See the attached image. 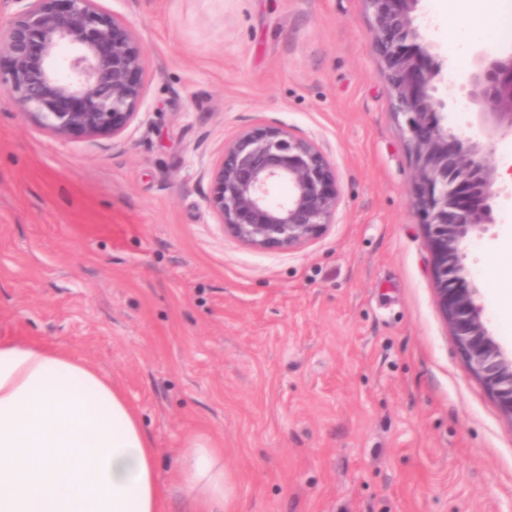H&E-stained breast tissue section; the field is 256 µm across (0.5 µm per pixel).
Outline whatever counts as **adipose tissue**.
Instances as JSON below:
<instances>
[{
	"mask_svg": "<svg viewBox=\"0 0 512 512\" xmlns=\"http://www.w3.org/2000/svg\"><path fill=\"white\" fill-rule=\"evenodd\" d=\"M156 467L139 418L94 365L0 342V512H162ZM178 483L195 512H224L221 449L191 439Z\"/></svg>",
	"mask_w": 512,
	"mask_h": 512,
	"instance_id": "ef3b65f1",
	"label": "adipose tissue"
}]
</instances>
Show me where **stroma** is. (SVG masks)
<instances>
[{
	"instance_id": "obj_1",
	"label": "stroma",
	"mask_w": 512,
	"mask_h": 512,
	"mask_svg": "<svg viewBox=\"0 0 512 512\" xmlns=\"http://www.w3.org/2000/svg\"><path fill=\"white\" fill-rule=\"evenodd\" d=\"M98 5L146 51L144 111L121 138L63 140L0 91V341L112 379L158 452L164 512H192L175 472L193 435L223 448L233 512H512V419L443 319L363 0ZM443 11L415 12L454 65L442 97L475 53L512 51ZM447 115L464 139L495 124L460 93ZM263 124L337 169L334 224L295 251L244 245L205 201L225 143ZM485 161L499 179L464 263L510 354L512 132Z\"/></svg>"
}]
</instances>
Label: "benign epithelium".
<instances>
[{"mask_svg": "<svg viewBox=\"0 0 512 512\" xmlns=\"http://www.w3.org/2000/svg\"><path fill=\"white\" fill-rule=\"evenodd\" d=\"M0 23V90L24 113L62 139L122 137L144 104L146 55L133 27L96 0H13ZM369 43L384 64L393 112L416 160L413 207L424 218L434 287L443 316L473 374L512 419V356L489 333L477 288L463 264L466 243L487 223L495 169L486 143L462 141L442 123L439 68L417 42L419 0H363ZM72 54L61 58L63 48ZM499 126L512 131V52L475 55L461 85ZM288 185L273 203L269 186ZM206 203L236 239L264 250L293 251L321 235L340 203L336 166L314 142L287 128L263 125L224 145L210 171Z\"/></svg>", "mask_w": 512, "mask_h": 512, "instance_id": "1", "label": "benign epithelium"}]
</instances>
